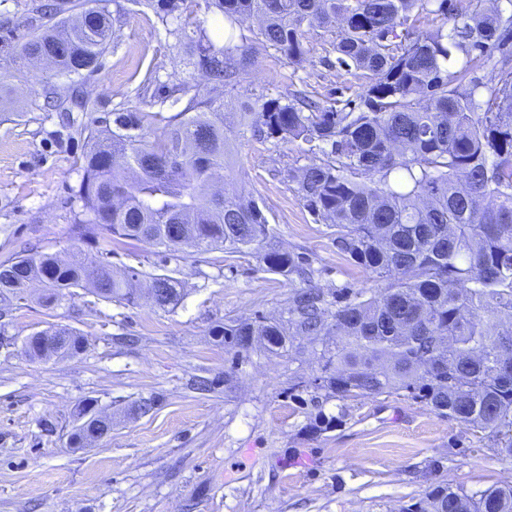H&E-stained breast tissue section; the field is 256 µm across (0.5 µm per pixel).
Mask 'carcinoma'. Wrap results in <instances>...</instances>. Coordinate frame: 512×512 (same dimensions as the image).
I'll return each mask as SVG.
<instances>
[{
	"instance_id": "carcinoma-1",
	"label": "carcinoma",
	"mask_w": 512,
	"mask_h": 512,
	"mask_svg": "<svg viewBox=\"0 0 512 512\" xmlns=\"http://www.w3.org/2000/svg\"><path fill=\"white\" fill-rule=\"evenodd\" d=\"M150 9L171 50L205 83L149 74L133 106L91 115L75 160L80 244L0 261V297L27 283L47 305L87 289L98 299L136 301L149 278L162 309L183 298L169 273L117 270L102 249L123 240L176 252L264 250L268 270L300 277L288 326L262 318L215 331L224 346L257 337L279 353L297 336L332 337L314 388L339 398L405 390L435 414L497 438L512 458V0H475L459 20L448 0H132ZM108 0H77L71 14L37 4L42 23L12 46L14 57L52 60L69 87L99 69L112 40ZM440 19L434 29L428 22ZM334 34L329 65L355 72L357 88L324 103L302 91L259 95L226 111L224 88L254 65L255 46L300 66L308 35ZM335 59H330V56ZM301 142L308 162L287 171L315 221L333 229L350 263L384 286L328 301L303 258L281 249L269 218L245 188L209 192L229 174L227 134ZM322 157H317V154ZM88 340L73 328L28 336L32 360L77 356ZM79 410L74 447L112 432V418ZM420 512H512L509 482L469 493L437 485Z\"/></svg>"
}]
</instances>
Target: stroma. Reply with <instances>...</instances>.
I'll return each instance as SVG.
<instances>
[{
    "label": "stroma",
    "instance_id": "obj_1",
    "mask_svg": "<svg viewBox=\"0 0 512 512\" xmlns=\"http://www.w3.org/2000/svg\"><path fill=\"white\" fill-rule=\"evenodd\" d=\"M122 22L100 68L78 89L109 112L134 101L148 72L183 66L153 14L116 0ZM330 34L312 33L303 67L262 51L248 75L226 88L229 110L264 94L313 98L358 85L324 61ZM64 80L47 67L14 61L0 47V261L64 255L79 210L74 164L87 113L62 124L46 106ZM295 142L239 141L231 173L266 206L280 245L303 256L324 292L378 287L349 264L326 225L314 221L282 170L305 164ZM113 265L162 268L179 278L174 309L148 299L124 306L78 289L46 307L31 288L0 301V512H404L438 484L475 492L512 482V459L492 437L438 416L402 391L337 398L314 389L321 337L299 336L286 352L252 344L241 354L217 327L263 316L287 322L291 280L270 272L259 251L185 249L159 253L147 242L113 244ZM52 325L88 339L75 357L30 360L22 343ZM89 399L112 417V432L70 445ZM150 399V412H136Z\"/></svg>",
    "mask_w": 512,
    "mask_h": 512
}]
</instances>
